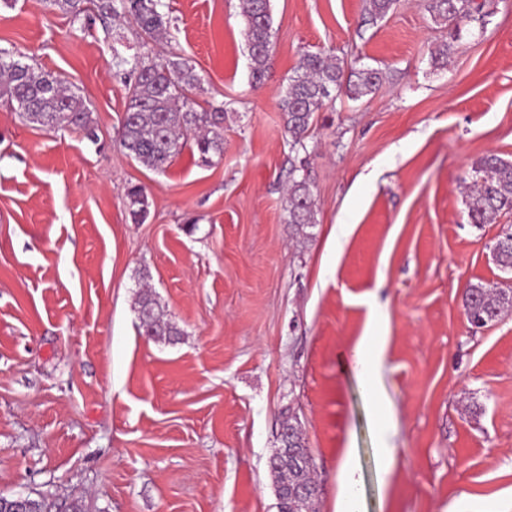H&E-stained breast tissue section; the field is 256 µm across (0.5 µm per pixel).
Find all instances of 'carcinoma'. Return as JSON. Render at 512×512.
<instances>
[{
    "instance_id": "carcinoma-1",
    "label": "carcinoma",
    "mask_w": 512,
    "mask_h": 512,
    "mask_svg": "<svg viewBox=\"0 0 512 512\" xmlns=\"http://www.w3.org/2000/svg\"><path fill=\"white\" fill-rule=\"evenodd\" d=\"M49 5L73 18L86 17L107 23L110 20L134 21L144 35V51L125 57L115 54L113 62L129 84V104L121 119L120 145L133 160L152 170H162L179 152L180 140L196 135L201 161L224 152V105L208 104L201 110L193 106L187 92L197 87L200 78L177 55L166 59L152 56L150 44L164 27L161 0H47ZM399 0H367V14L374 22L384 18ZM434 22L448 26L456 36L463 20H470L481 5L474 0H427ZM245 36L253 63L252 76L260 81L266 73L271 47L273 19L270 0H241ZM385 80L384 72L366 68L346 73V63L336 55L307 52L294 75L282 90L280 107L292 150L307 151L306 139L317 114L335 102V93L360 99L375 93ZM0 97L26 122L45 129L71 127L95 137L92 112L83 100L67 90L62 81L8 53L0 54ZM288 171L287 223L297 231L315 224V196L304 176ZM472 183L465 196L470 222L489 224L502 214H512V160L497 154L482 157L472 168ZM126 200L134 221L144 220L148 197L143 187L127 188ZM494 257L504 272H512V234L500 235L494 244ZM137 312L147 335L173 344L181 336L176 324L150 290L137 295ZM464 309L472 320L486 325L512 309V288L491 287L482 283L468 286ZM284 451L276 453L271 469L278 489L285 492L281 512H314L317 489L309 467L298 468L292 456L309 460L301 432L292 428Z\"/></svg>"
}]
</instances>
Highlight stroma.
I'll return each instance as SVG.
<instances>
[{
	"label": "stroma",
	"instance_id": "35a3bbf8",
	"mask_svg": "<svg viewBox=\"0 0 512 512\" xmlns=\"http://www.w3.org/2000/svg\"><path fill=\"white\" fill-rule=\"evenodd\" d=\"M448 40L425 0L365 23L366 0H271L272 48L252 78L239 0H162L175 52L224 104V152L187 143L166 170L127 157L128 104L113 52L134 23H87L15 0L0 50L64 78L97 141L46 130L0 101V494L84 512H280L269 461L295 420L314 466L315 512H336L352 450L363 512H512V311L467 320L469 284L512 287L493 245L512 215L471 224L474 163L512 159V0H482ZM386 79L320 112L305 158L280 97L304 53ZM304 165L317 222L287 224L288 170ZM148 215L132 219L128 187ZM350 225L334 240V225ZM149 283L181 331L146 335ZM387 338L381 406L349 365L367 327ZM396 463L382 477L383 423ZM126 200L129 208V212L135 222L143 221L148 213V197L143 187L131 186L127 188Z\"/></svg>",
	"mask_w": 512,
	"mask_h": 512
}]
</instances>
